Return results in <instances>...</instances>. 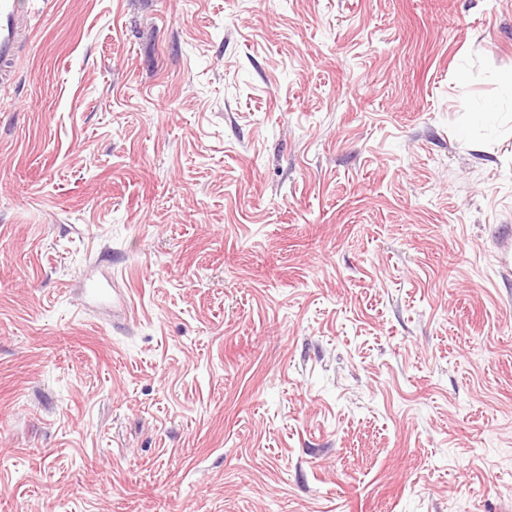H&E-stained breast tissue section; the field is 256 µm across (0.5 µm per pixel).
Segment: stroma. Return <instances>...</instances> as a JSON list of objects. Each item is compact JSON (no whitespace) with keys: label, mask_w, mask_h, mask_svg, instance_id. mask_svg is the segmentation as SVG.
<instances>
[{"label":"stroma","mask_w":512,"mask_h":512,"mask_svg":"<svg viewBox=\"0 0 512 512\" xmlns=\"http://www.w3.org/2000/svg\"><path fill=\"white\" fill-rule=\"evenodd\" d=\"M505 244L512 0H43L0 512H512Z\"/></svg>","instance_id":"35a3bbf8"}]
</instances>
